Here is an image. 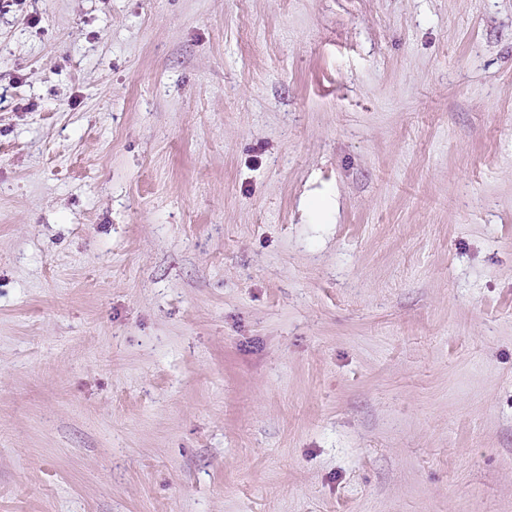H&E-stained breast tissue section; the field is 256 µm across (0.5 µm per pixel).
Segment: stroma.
<instances>
[{"label": "stroma", "instance_id": "stroma-1", "mask_svg": "<svg viewBox=\"0 0 512 512\" xmlns=\"http://www.w3.org/2000/svg\"><path fill=\"white\" fill-rule=\"evenodd\" d=\"M0 512H512V0L0 7Z\"/></svg>", "mask_w": 512, "mask_h": 512}]
</instances>
